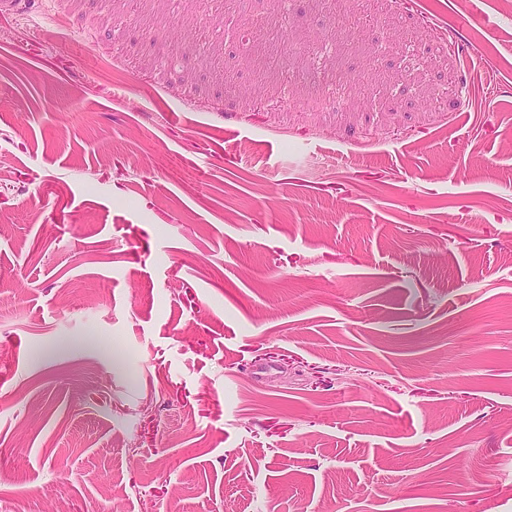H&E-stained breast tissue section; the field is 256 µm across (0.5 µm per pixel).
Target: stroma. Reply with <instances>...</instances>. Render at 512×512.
Returning <instances> with one entry per match:
<instances>
[{"instance_id": "35a3bbf8", "label": "stroma", "mask_w": 512, "mask_h": 512, "mask_svg": "<svg viewBox=\"0 0 512 512\" xmlns=\"http://www.w3.org/2000/svg\"><path fill=\"white\" fill-rule=\"evenodd\" d=\"M0 512H512V0L0 17Z\"/></svg>"}]
</instances>
